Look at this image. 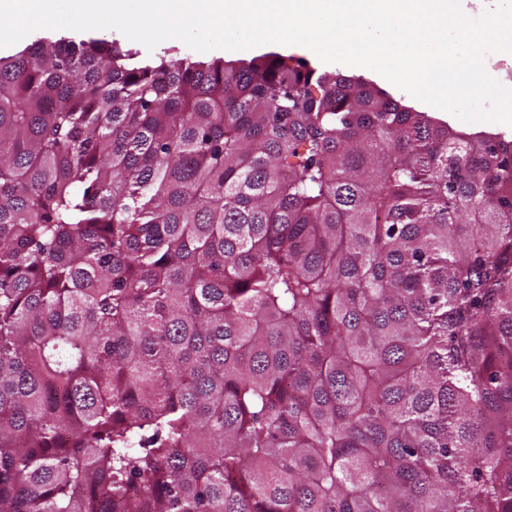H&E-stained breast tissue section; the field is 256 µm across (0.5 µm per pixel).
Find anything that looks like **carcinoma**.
<instances>
[{"label":"carcinoma","mask_w":512,"mask_h":512,"mask_svg":"<svg viewBox=\"0 0 512 512\" xmlns=\"http://www.w3.org/2000/svg\"><path fill=\"white\" fill-rule=\"evenodd\" d=\"M135 58L0 57V512H512V140Z\"/></svg>","instance_id":"obj_1"}]
</instances>
